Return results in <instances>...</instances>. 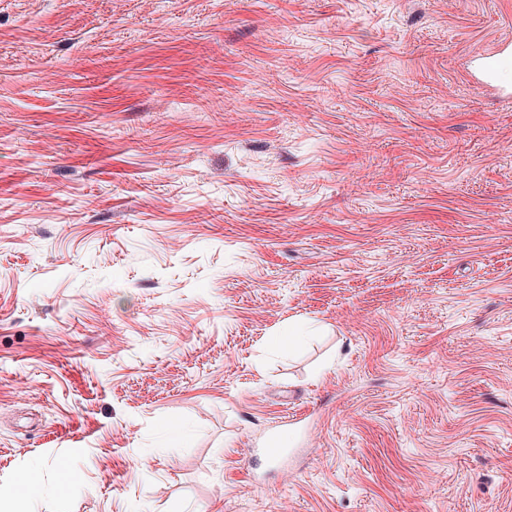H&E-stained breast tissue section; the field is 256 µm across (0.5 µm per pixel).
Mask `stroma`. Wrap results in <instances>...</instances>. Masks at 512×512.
Returning a JSON list of instances; mask_svg holds the SVG:
<instances>
[{
	"mask_svg": "<svg viewBox=\"0 0 512 512\" xmlns=\"http://www.w3.org/2000/svg\"><path fill=\"white\" fill-rule=\"evenodd\" d=\"M502 41L512 0H0V512H512ZM512 65V42H502L483 61V78L485 83L492 82L498 69Z\"/></svg>",
	"mask_w": 512,
	"mask_h": 512,
	"instance_id": "35a3bbf8",
	"label": "stroma"
}]
</instances>
